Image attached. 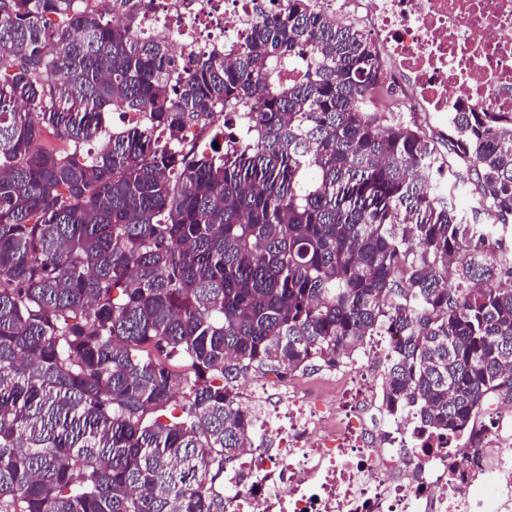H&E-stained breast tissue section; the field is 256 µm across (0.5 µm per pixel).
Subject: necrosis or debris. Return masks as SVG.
<instances>
[{
    "instance_id": "necrosis-or-debris-1",
    "label": "necrosis or debris",
    "mask_w": 512,
    "mask_h": 512,
    "mask_svg": "<svg viewBox=\"0 0 512 512\" xmlns=\"http://www.w3.org/2000/svg\"><path fill=\"white\" fill-rule=\"evenodd\" d=\"M352 14L381 46L404 108L447 127L460 101L512 113V0H321ZM273 0H139L142 34L167 28L185 65L192 46L233 62ZM321 372L318 385L257 386L239 400L256 426L252 447L224 462L226 512H512V404L490 399L472 428L420 433L386 415L370 368L383 347Z\"/></svg>"
}]
</instances>
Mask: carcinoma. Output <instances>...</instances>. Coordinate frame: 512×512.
<instances>
[{"instance_id": "carcinoma-1", "label": "carcinoma", "mask_w": 512, "mask_h": 512, "mask_svg": "<svg viewBox=\"0 0 512 512\" xmlns=\"http://www.w3.org/2000/svg\"><path fill=\"white\" fill-rule=\"evenodd\" d=\"M99 2L0 0V512H225L234 382L388 332L386 414L450 435L512 401L511 112L376 111V44L319 0L185 70ZM237 111L221 159L151 149Z\"/></svg>"}]
</instances>
